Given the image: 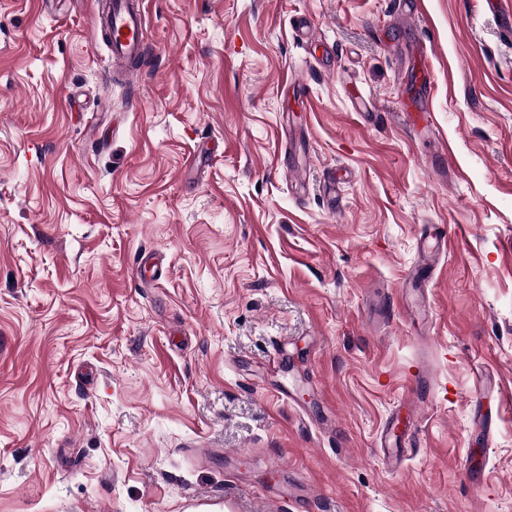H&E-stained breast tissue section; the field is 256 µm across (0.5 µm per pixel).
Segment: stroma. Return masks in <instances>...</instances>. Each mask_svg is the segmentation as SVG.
<instances>
[{"mask_svg": "<svg viewBox=\"0 0 512 512\" xmlns=\"http://www.w3.org/2000/svg\"><path fill=\"white\" fill-rule=\"evenodd\" d=\"M144 4L143 58L113 79L93 0H0V512H512L505 20ZM437 225L453 247L416 321ZM287 482L308 497L277 500ZM429 92V81L424 80L419 88L418 99L413 103V105L407 107V118L413 126L420 125L423 122L428 123L429 118H431L430 113L426 112L424 106V100L428 96ZM380 447L384 448L387 466L392 470L399 468L403 458L398 445V437L393 434L391 427L387 425L380 435Z\"/></svg>", "mask_w": 512, "mask_h": 512, "instance_id": "1", "label": "stroma"}]
</instances>
